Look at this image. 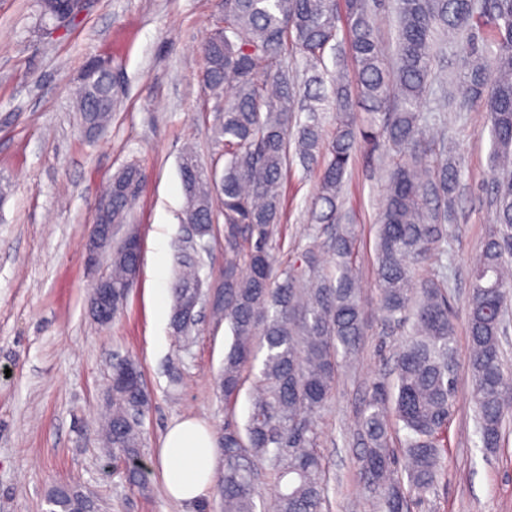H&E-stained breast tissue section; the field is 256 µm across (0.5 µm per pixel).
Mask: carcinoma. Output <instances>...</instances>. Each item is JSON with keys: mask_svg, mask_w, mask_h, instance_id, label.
Here are the masks:
<instances>
[{"mask_svg": "<svg viewBox=\"0 0 512 512\" xmlns=\"http://www.w3.org/2000/svg\"><path fill=\"white\" fill-rule=\"evenodd\" d=\"M399 34L397 65L384 63L367 0H218L211 33L200 45L203 81L217 103L214 138L224 148V168L214 178L186 148L180 164L185 194L182 223L197 225L191 249L212 236L215 203L224 218V304L233 342L224 358V400L240 390L243 371L266 349L244 428L224 429L218 446L222 512H257L256 476L262 465L277 493L272 512H326L328 480L313 416L333 395L339 359H350L365 336L355 267V225L342 223L344 177L363 146L391 150L384 200L377 220L375 280L385 328L407 330L398 346L392 382L378 381L360 423L363 451L358 477L370 512H409L408 492L430 491L444 467L443 440L456 401L455 324L448 282L435 271L414 280L413 263L442 268L445 224L453 216L458 186L445 127L421 124L429 91L433 39L466 40L467 69L456 77L460 95L487 112L499 176L493 188L494 225L471 272L466 321L471 342V402L482 447L503 441L512 408L500 337L512 301V0H394ZM345 8L350 49L357 65V96L343 74L323 93V56L337 39ZM493 38L479 44V33ZM399 102L388 111L391 89ZM229 98H224L226 91ZM331 103L332 134L320 113ZM78 111L90 133L103 130L113 102L107 79L80 85ZM362 112H357L356 108ZM305 118H300V114ZM319 170L309 219L330 228L324 242L304 250L308 278L280 266L269 240L282 221L283 185L294 161ZM146 175L126 166L113 179L112 213L125 224L132 203L126 184ZM127 240L112 247V316L126 301L140 269L129 226ZM333 268L322 266L323 254ZM171 284V325L190 334L192 303L203 299L199 260L181 249ZM149 398L137 361L112 363V402L101 428L102 447L127 465L129 484L145 489L134 465L141 447V419ZM49 512H92L77 488H55Z\"/></svg>", "mask_w": 512, "mask_h": 512, "instance_id": "cac0c4a2", "label": "carcinoma"}]
</instances>
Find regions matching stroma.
<instances>
[{
  "label": "stroma",
  "mask_w": 512,
  "mask_h": 512,
  "mask_svg": "<svg viewBox=\"0 0 512 512\" xmlns=\"http://www.w3.org/2000/svg\"><path fill=\"white\" fill-rule=\"evenodd\" d=\"M35 0H0V512H47V496L74 486L98 512H221L217 489L183 503L166 492L159 450L168 427L194 418L213 433L244 426L255 371L236 398L217 385L232 335L215 308L224 296V220L216 218L199 275L207 304L190 340L170 324L184 193L180 158L194 144L216 165L215 102L201 78L199 43L212 0H94L88 13L52 34L38 32ZM108 61L117 82L107 128L81 124L74 90L86 64ZM460 171L457 215L447 227L448 306L455 322L457 400L448 421V467L410 512H512V414L492 452L475 445L470 339L465 310L470 268L492 225V141L479 105L460 101L441 115ZM147 178L128 221L142 244L140 272L123 312L97 324L88 307L93 277L85 241L98 201L128 164ZM384 149L356 153L344 209L356 226L367 334L341 366L332 399L314 417L329 475L328 512H360L357 423L373 382L386 378L398 337L382 334L374 277L376 224L386 186ZM318 174L293 164L281 224L271 244L281 264H300L309 242L308 204ZM141 366L150 407L140 463L148 487L130 486L103 457L96 431L111 398L112 360Z\"/></svg>",
  "instance_id": "obj_1"
}]
</instances>
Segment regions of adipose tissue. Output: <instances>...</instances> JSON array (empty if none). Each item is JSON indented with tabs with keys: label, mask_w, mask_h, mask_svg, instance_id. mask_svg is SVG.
<instances>
[{
	"label": "adipose tissue",
	"mask_w": 512,
	"mask_h": 512,
	"mask_svg": "<svg viewBox=\"0 0 512 512\" xmlns=\"http://www.w3.org/2000/svg\"><path fill=\"white\" fill-rule=\"evenodd\" d=\"M216 455L214 435L198 422L186 419L169 427L160 450L168 494L187 503L203 496L215 477Z\"/></svg>",
	"instance_id": "ef3b65f1"
}]
</instances>
